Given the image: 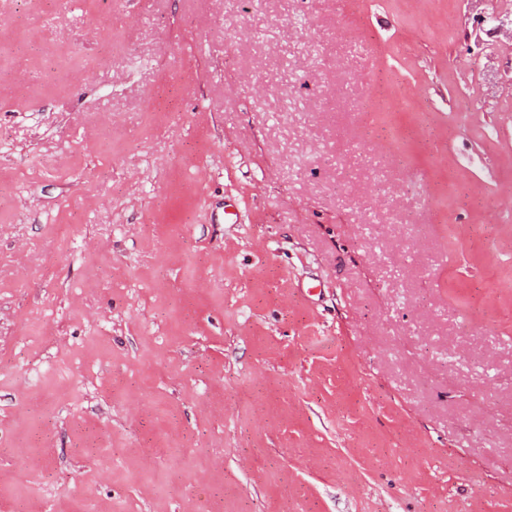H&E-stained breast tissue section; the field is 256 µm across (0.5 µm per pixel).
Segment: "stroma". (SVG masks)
<instances>
[{"mask_svg": "<svg viewBox=\"0 0 512 512\" xmlns=\"http://www.w3.org/2000/svg\"><path fill=\"white\" fill-rule=\"evenodd\" d=\"M497 11L0 0V512H512Z\"/></svg>", "mask_w": 512, "mask_h": 512, "instance_id": "35a3bbf8", "label": "stroma"}]
</instances>
